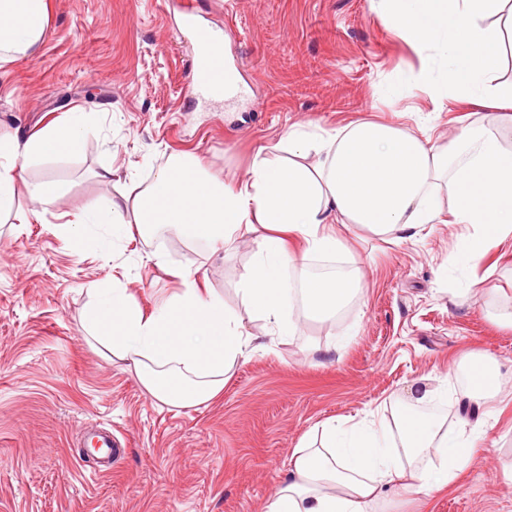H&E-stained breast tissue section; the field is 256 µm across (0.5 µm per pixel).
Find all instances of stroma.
I'll return each instance as SVG.
<instances>
[{"mask_svg": "<svg viewBox=\"0 0 512 512\" xmlns=\"http://www.w3.org/2000/svg\"><path fill=\"white\" fill-rule=\"evenodd\" d=\"M50 20L31 57L0 62V136L27 137L70 113L90 121L75 155L28 166L54 179L57 199L34 208L19 193L0 219V512H265L291 455L329 418L397 412L410 387L456 386L448 422L476 420L460 362L475 352L512 388V328L490 313L512 307V238L478 263L454 262L468 224H429L388 243L340 228L341 263L362 292L336 322L302 321L296 336L246 330L266 348L235 365L223 393L197 406L152 398L134 373L92 339L81 314L95 288H127L152 312L180 287L175 268L244 311L238 291L254 238L218 253L170 228L113 240L108 226L73 246L67 222L109 200L134 198L170 156L193 153L228 185L248 175L256 150L280 161L291 126L325 131L356 120L422 135H453L467 115L425 92L396 87L421 56L369 0H49ZM220 33L237 69L239 99L192 98L185 22ZM113 171L103 181V168ZM166 255L165 266L152 262ZM489 291L458 303L471 282ZM357 332L324 352L342 327ZM317 350H310V343ZM114 432L123 452L97 476L83 455L90 428ZM479 458L455 486L426 497L390 494L386 512H512V401L483 429Z\"/></svg>", "mask_w": 512, "mask_h": 512, "instance_id": "obj_1", "label": "stroma"}]
</instances>
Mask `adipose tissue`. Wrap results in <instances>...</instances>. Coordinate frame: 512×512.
Returning a JSON list of instances; mask_svg holds the SVG:
<instances>
[{
    "label": "adipose tissue",
    "mask_w": 512,
    "mask_h": 512,
    "mask_svg": "<svg viewBox=\"0 0 512 512\" xmlns=\"http://www.w3.org/2000/svg\"><path fill=\"white\" fill-rule=\"evenodd\" d=\"M371 3L384 24L419 48H435L448 63L439 75L422 60L399 96L424 90L439 101L478 104L486 109L480 120L444 142L372 121L327 135L293 128L283 139L288 162L255 153L249 178L235 187L211 175L198 157L174 155L133 202L109 201L71 229V240L80 243L93 224L110 226L117 238L172 226L214 251L258 234L240 288L244 313L204 296L188 270H176L181 288L156 313H144L125 288L94 289L82 316L85 328L105 338L157 401L198 405L221 394L232 367L264 347L245 331L244 315L292 336L299 329L295 312L330 320L354 302L361 291L354 273L305 275L298 287L288 286L284 271L296 259L285 235L299 238L307 256L342 250L338 224L406 240L439 220L437 197L444 190L452 223L476 227L461 243L463 260L482 258L512 236V150L489 130L512 117V82L498 75L501 37L512 35V0ZM48 19V0H0V59L36 53ZM89 118L74 112L34 136L0 140V216L14 209L28 165L76 152ZM311 155L316 165H306ZM466 367L469 398L494 413L500 372L481 356ZM442 395L413 388L407 412L392 420H376L370 411L355 421L331 418L316 425L314 442L294 448L288 478L267 512H380L386 490L429 495L453 486L479 453L481 426L463 420L451 426L419 412V405Z\"/></svg>",
    "instance_id": "adipose-tissue-1"
}]
</instances>
